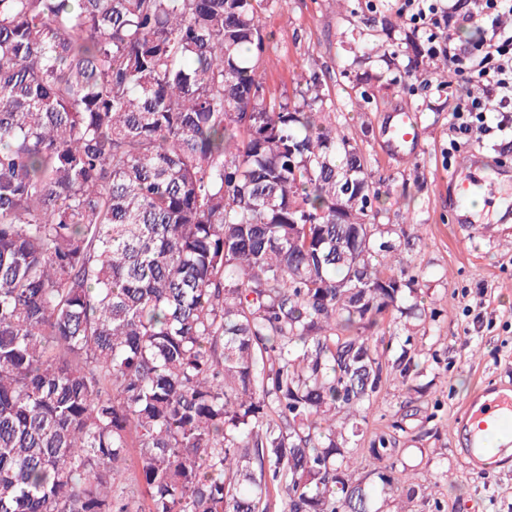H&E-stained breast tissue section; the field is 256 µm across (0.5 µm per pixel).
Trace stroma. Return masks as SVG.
Segmentation results:
<instances>
[{"label":"stroma","instance_id":"stroma-1","mask_svg":"<svg viewBox=\"0 0 512 512\" xmlns=\"http://www.w3.org/2000/svg\"><path fill=\"white\" fill-rule=\"evenodd\" d=\"M381 9L370 0H276L262 16L273 39L261 62L268 90L293 95L311 74L327 75L325 115L371 163L388 190L380 224L415 230L401 246V266L421 273L422 298L436 319L404 317L375 329L372 344L396 336L421 345L418 375L391 369L373 400L363 437L353 446L355 476L376 484L368 467L371 440L386 435L400 471L422 489L413 498H374L373 512H512V468L470 471L454 453L457 415L484 382H512V223L486 210L479 232L454 222L447 160L452 114L448 68L422 57L404 73V57L362 60L376 37ZM410 107L419 116L416 156L383 150L388 110Z\"/></svg>","mask_w":512,"mask_h":512}]
</instances>
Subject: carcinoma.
<instances>
[{"label":"carcinoma","instance_id":"obj_1","mask_svg":"<svg viewBox=\"0 0 512 512\" xmlns=\"http://www.w3.org/2000/svg\"><path fill=\"white\" fill-rule=\"evenodd\" d=\"M274 3L0 0V512H130L131 448L147 512H367V332L428 311L322 79L267 91Z\"/></svg>","mask_w":512,"mask_h":512}]
</instances>
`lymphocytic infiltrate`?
<instances>
[{"instance_id": "lymphocytic-infiltrate-1", "label": "lymphocytic infiltrate", "mask_w": 512, "mask_h": 512, "mask_svg": "<svg viewBox=\"0 0 512 512\" xmlns=\"http://www.w3.org/2000/svg\"><path fill=\"white\" fill-rule=\"evenodd\" d=\"M482 2L477 13L466 11L462 0H402L399 7L413 32L424 36L427 56H447L453 129L477 144L492 132L512 129V31L500 21L512 0ZM451 17L482 32L475 49L456 47L452 34L441 31Z\"/></svg>"}]
</instances>
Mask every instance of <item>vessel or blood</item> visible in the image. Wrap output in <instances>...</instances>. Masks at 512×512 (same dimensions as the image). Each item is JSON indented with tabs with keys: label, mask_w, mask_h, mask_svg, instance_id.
Segmentation results:
<instances>
[{
	"label": "vessel or blood",
	"mask_w": 512,
	"mask_h": 512,
	"mask_svg": "<svg viewBox=\"0 0 512 512\" xmlns=\"http://www.w3.org/2000/svg\"><path fill=\"white\" fill-rule=\"evenodd\" d=\"M417 128L418 117L413 110L396 109L386 128L387 141L395 148L417 152L420 147ZM484 167L485 158L480 153L472 152L459 158L448 177L456 199H464L473 188L481 186L478 173ZM456 431L460 437L459 454L471 470L480 473L498 467L499 458L486 456L484 442L491 434L512 439V394L499 390L497 385H485L463 408Z\"/></svg>",
	"instance_id": "1"
}]
</instances>
